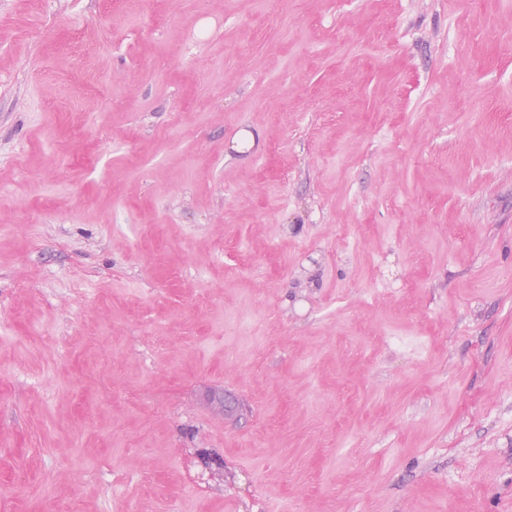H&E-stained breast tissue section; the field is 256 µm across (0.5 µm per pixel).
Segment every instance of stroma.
Masks as SVG:
<instances>
[{
    "instance_id": "35a3bbf8",
    "label": "stroma",
    "mask_w": 512,
    "mask_h": 512,
    "mask_svg": "<svg viewBox=\"0 0 512 512\" xmlns=\"http://www.w3.org/2000/svg\"><path fill=\"white\" fill-rule=\"evenodd\" d=\"M0 512H512V0H0Z\"/></svg>"
}]
</instances>
